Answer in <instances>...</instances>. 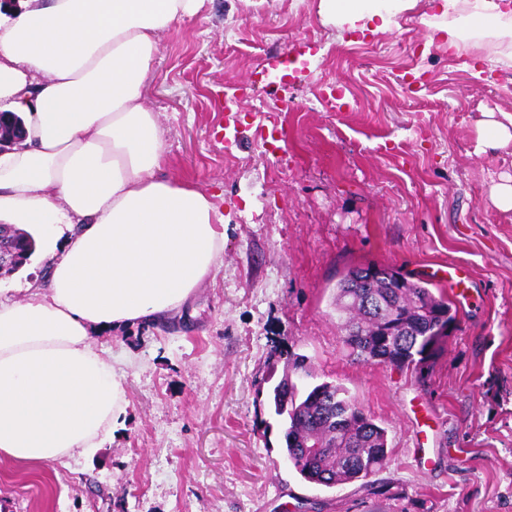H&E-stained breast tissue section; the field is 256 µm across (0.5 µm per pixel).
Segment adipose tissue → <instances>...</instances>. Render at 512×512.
I'll list each match as a JSON object with an SVG mask.
<instances>
[{
  "instance_id": "ef3b65f1",
  "label": "adipose tissue",
  "mask_w": 512,
  "mask_h": 512,
  "mask_svg": "<svg viewBox=\"0 0 512 512\" xmlns=\"http://www.w3.org/2000/svg\"><path fill=\"white\" fill-rule=\"evenodd\" d=\"M410 0H320L327 20L389 30ZM204 0H20L0 17V108L23 148L0 154V224L37 228L47 287L0 299V455L62 464L93 455L128 400L95 336L158 323L219 267L210 195L161 177L164 131L143 104L163 33ZM433 29L484 53L512 39V0H439Z\"/></svg>"
}]
</instances>
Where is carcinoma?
<instances>
[{
  "mask_svg": "<svg viewBox=\"0 0 512 512\" xmlns=\"http://www.w3.org/2000/svg\"><path fill=\"white\" fill-rule=\"evenodd\" d=\"M8 239L22 250L24 266L36 250L27 230L8 227ZM355 266L336 283V311L346 314V344L367 362L397 368L420 367L432 359L442 339L431 335L456 318L443 291L421 279L392 288L387 279L352 285ZM270 406L286 420V455L306 481L333 487L362 482L379 472L390 453L386 430L340 384L321 382L300 389L284 374L273 386Z\"/></svg>",
  "mask_w": 512,
  "mask_h": 512,
  "instance_id": "1",
  "label": "carcinoma"
}]
</instances>
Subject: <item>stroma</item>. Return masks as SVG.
Segmentation results:
<instances>
[{"label": "stroma", "mask_w": 512, "mask_h": 512, "mask_svg": "<svg viewBox=\"0 0 512 512\" xmlns=\"http://www.w3.org/2000/svg\"><path fill=\"white\" fill-rule=\"evenodd\" d=\"M318 6L205 0L163 35L143 89L165 131L162 174L214 194L222 264L166 323L96 337L106 360L131 357L123 423L65 468L0 456V512H512V210L491 195L512 178V144L480 139L512 113V53L430 41L432 0L376 34ZM262 69L277 83L246 93L228 127L224 91ZM326 84L344 108L322 100ZM431 263L463 269L468 304L429 369L351 354L341 275ZM48 264L0 276V298H22ZM299 355L303 384L343 385L386 429L369 486L316 485L286 463L267 379Z\"/></svg>", "instance_id": "1"}]
</instances>
